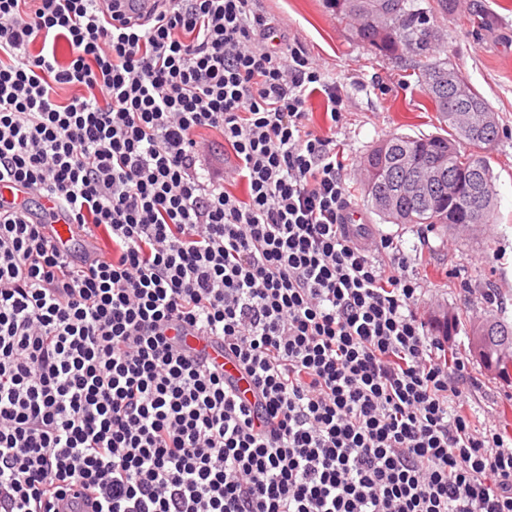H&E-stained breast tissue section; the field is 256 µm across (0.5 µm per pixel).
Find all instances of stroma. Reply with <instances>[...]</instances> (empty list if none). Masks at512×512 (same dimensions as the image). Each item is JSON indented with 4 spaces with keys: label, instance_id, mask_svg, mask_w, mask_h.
<instances>
[{
    "label": "stroma",
    "instance_id": "obj_1",
    "mask_svg": "<svg viewBox=\"0 0 512 512\" xmlns=\"http://www.w3.org/2000/svg\"><path fill=\"white\" fill-rule=\"evenodd\" d=\"M435 0H414L442 36L431 55L448 60L484 97L499 120L489 148L498 218L475 238L443 227L390 224L375 213L361 189L367 152L392 135L439 132L440 119L415 65L416 51L400 45L384 53L358 43L330 0H256L257 12L274 18L282 32L300 35L305 51L340 89L343 125L336 131L349 199L375 237L425 257L415 311L429 334L446 335L448 347L466 362L472 388L471 414L479 423L512 429V385L487 371L468 351L472 317L493 314L512 324V0H454L448 15L433 14ZM449 319L448 331L439 323Z\"/></svg>",
    "mask_w": 512,
    "mask_h": 512
}]
</instances>
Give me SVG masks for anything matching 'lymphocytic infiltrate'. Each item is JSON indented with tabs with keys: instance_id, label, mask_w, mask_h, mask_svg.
<instances>
[{
	"instance_id": "1",
	"label": "lymphocytic infiltrate",
	"mask_w": 512,
	"mask_h": 512,
	"mask_svg": "<svg viewBox=\"0 0 512 512\" xmlns=\"http://www.w3.org/2000/svg\"><path fill=\"white\" fill-rule=\"evenodd\" d=\"M125 2L0 0V183L111 243L0 209V512H512L411 258L341 222L335 86L254 0ZM327 96L324 91L317 92L311 96L308 103L309 122L312 128L318 131L326 129L329 125L325 115L327 111ZM44 209L53 212L56 215L55 222L51 223L54 239L61 251L64 253H73L77 244L84 241L74 224H68V219L60 213L55 205L47 198L42 197Z\"/></svg>"
}]
</instances>
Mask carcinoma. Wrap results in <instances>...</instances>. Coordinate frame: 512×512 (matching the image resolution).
<instances>
[{"label":"carcinoma","mask_w":512,"mask_h":512,"mask_svg":"<svg viewBox=\"0 0 512 512\" xmlns=\"http://www.w3.org/2000/svg\"><path fill=\"white\" fill-rule=\"evenodd\" d=\"M336 11L350 22L353 38L386 53L398 50L396 33L409 37L418 35L419 43L435 36L434 28L420 26V16L407 8V0H331ZM435 74V84L423 82L424 89L434 103L440 120L450 133L422 137L391 136L373 146L366 162L380 171L378 181L365 179L362 186L367 199L378 215L392 224H442L456 230L454 213L440 203L442 193L421 202H408L398 198L394 191L403 180L415 173L416 159L420 155L438 157L448 172L478 170V178L486 197L482 213L483 224L496 219L493 170L485 147L490 141L476 136L483 126L490 108L481 94L472 87L460 71L448 68V62L437 60L420 66V74ZM467 90L468 104L461 118L448 115V75ZM470 150H460V142ZM470 351L488 361L495 371L512 378V327L508 323L490 318L470 325Z\"/></svg>","instance_id":"cac0c4a2"}]
</instances>
